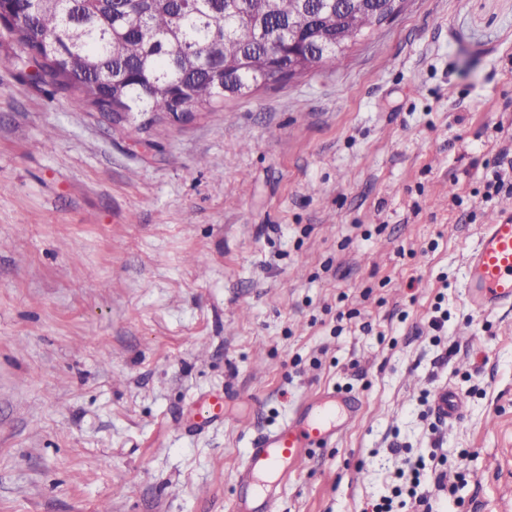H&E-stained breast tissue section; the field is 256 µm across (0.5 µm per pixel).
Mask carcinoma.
Listing matches in <instances>:
<instances>
[{"label": "carcinoma", "mask_w": 512, "mask_h": 512, "mask_svg": "<svg viewBox=\"0 0 512 512\" xmlns=\"http://www.w3.org/2000/svg\"><path fill=\"white\" fill-rule=\"evenodd\" d=\"M382 5L365 0L349 24L334 12L302 13L297 0H16L0 30L24 50L54 41L56 57H32L33 79L122 126L136 114L167 118L250 94L269 78L265 42L283 45L288 64L290 27L307 42V70L335 68L343 54L316 44L367 38Z\"/></svg>", "instance_id": "carcinoma-1"}]
</instances>
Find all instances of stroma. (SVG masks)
<instances>
[{
	"mask_svg": "<svg viewBox=\"0 0 512 512\" xmlns=\"http://www.w3.org/2000/svg\"><path fill=\"white\" fill-rule=\"evenodd\" d=\"M33 69L0 37V512H231L250 439L332 388L362 415L285 512H364L422 455L432 512H512V309L464 288L512 203V0H407L338 68L136 133ZM436 412L449 421L455 419L461 410L462 401L453 391L448 390L440 393L434 402Z\"/></svg>",
	"mask_w": 512,
	"mask_h": 512,
	"instance_id": "1",
	"label": "stroma"
}]
</instances>
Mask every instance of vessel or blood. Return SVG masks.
I'll return each mask as SVG.
<instances>
[{
  "instance_id": "1",
  "label": "vessel or blood",
  "mask_w": 512,
  "mask_h": 512,
  "mask_svg": "<svg viewBox=\"0 0 512 512\" xmlns=\"http://www.w3.org/2000/svg\"><path fill=\"white\" fill-rule=\"evenodd\" d=\"M467 300L481 313L512 306V207H501L484 226L467 259ZM436 412L455 419L462 401L453 391L440 393ZM362 414L360 400L352 395L325 390L305 402L302 411L277 429L253 438L246 452L238 480L251 491L238 500L231 512H280L283 483L300 471L312 448L335 441L346 426Z\"/></svg>"
}]
</instances>
